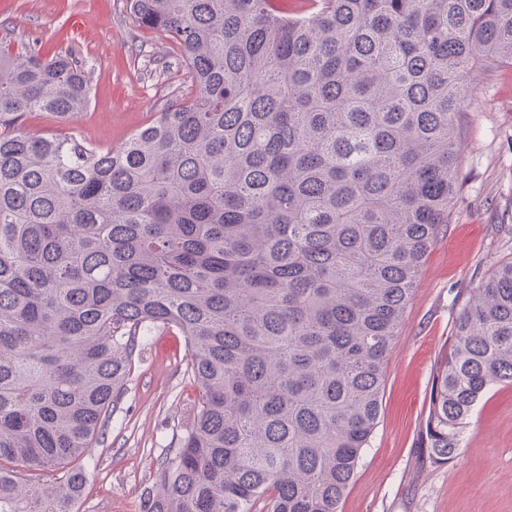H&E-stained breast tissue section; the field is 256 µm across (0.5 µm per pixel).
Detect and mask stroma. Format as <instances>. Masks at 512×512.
<instances>
[{
  "label": "stroma",
  "mask_w": 512,
  "mask_h": 512,
  "mask_svg": "<svg viewBox=\"0 0 512 512\" xmlns=\"http://www.w3.org/2000/svg\"><path fill=\"white\" fill-rule=\"evenodd\" d=\"M72 46L93 69L91 105L68 122L26 116L30 133H60L101 148L150 123L181 87L177 48L136 27L126 0H0V38ZM459 117L461 166L450 224L429 252L385 373L379 422L340 512H512V388L480 404L454 461L426 463L418 432L432 373L453 325L486 277L512 256V68L477 69ZM182 336L154 330L127 382L107 441L91 449L73 512H139L140 496L174 434L193 416Z\"/></svg>",
  "instance_id": "1"
}]
</instances>
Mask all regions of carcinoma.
I'll use <instances>...</instances> for the list:
<instances>
[{
	"label": "carcinoma",
	"instance_id": "carcinoma-1",
	"mask_svg": "<svg viewBox=\"0 0 512 512\" xmlns=\"http://www.w3.org/2000/svg\"><path fill=\"white\" fill-rule=\"evenodd\" d=\"M295 2L126 0L187 90L118 149L22 131L83 112L91 68L0 40V512H73L165 328L194 416L139 512H338L447 230L471 73L512 66V0ZM451 340L420 429L432 466L512 386V260Z\"/></svg>",
	"mask_w": 512,
	"mask_h": 512
}]
</instances>
